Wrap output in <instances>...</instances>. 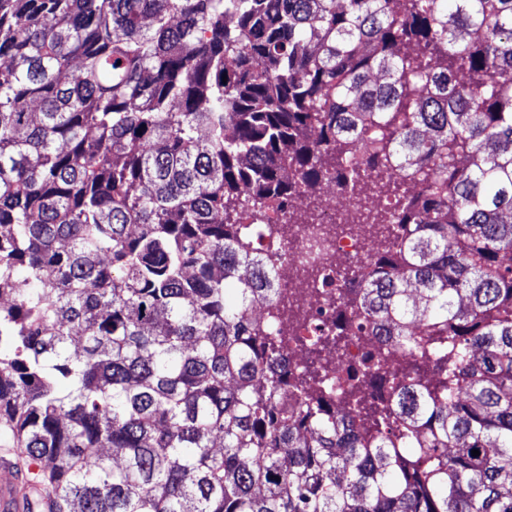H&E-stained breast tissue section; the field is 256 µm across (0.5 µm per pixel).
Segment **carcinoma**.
Returning <instances> with one entry per match:
<instances>
[{
    "mask_svg": "<svg viewBox=\"0 0 512 512\" xmlns=\"http://www.w3.org/2000/svg\"><path fill=\"white\" fill-rule=\"evenodd\" d=\"M367 177L415 355L332 402L241 226ZM507 214L512 0H0V447L54 512H512Z\"/></svg>",
    "mask_w": 512,
    "mask_h": 512,
    "instance_id": "1",
    "label": "carcinoma"
}]
</instances>
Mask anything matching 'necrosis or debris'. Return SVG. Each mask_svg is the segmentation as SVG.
Returning <instances> with one entry per match:
<instances>
[{
    "label": "necrosis or debris",
    "mask_w": 512,
    "mask_h": 512,
    "mask_svg": "<svg viewBox=\"0 0 512 512\" xmlns=\"http://www.w3.org/2000/svg\"><path fill=\"white\" fill-rule=\"evenodd\" d=\"M297 206L317 214L327 240L315 262L306 263L303 256L309 249L307 238L279 233L284 225L298 229L300 219L292 213L267 211L266 223L256 233L257 243L260 253L271 260L276 280L290 305L284 316L275 319L265 306L253 313L258 322L270 324L274 334L285 338L288 361L295 367L300 365L305 349L317 342L335 321L340 293L351 290L347 284L336 287V278L348 272L361 276L374 271L378 249L367 225L353 223L352 218L361 208L381 210L383 201L368 186L342 202L337 201L333 192L318 188L299 198ZM381 347L376 337L358 332L351 336L344 350H325L317 391L324 393L344 385L350 370L360 367L370 352Z\"/></svg>",
    "instance_id": "1"
}]
</instances>
